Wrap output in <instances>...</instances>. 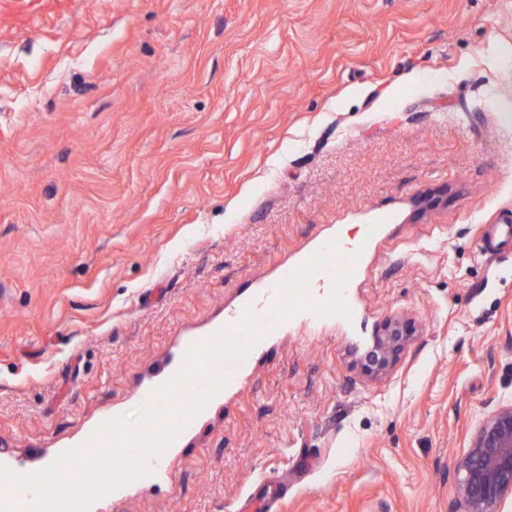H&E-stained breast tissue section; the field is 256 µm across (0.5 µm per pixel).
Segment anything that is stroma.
<instances>
[{"label": "stroma", "mask_w": 512, "mask_h": 512, "mask_svg": "<svg viewBox=\"0 0 512 512\" xmlns=\"http://www.w3.org/2000/svg\"><path fill=\"white\" fill-rule=\"evenodd\" d=\"M0 27V461L32 474L328 243L349 317L270 328L91 512H463L512 403V0H56ZM416 331L371 377L385 320Z\"/></svg>", "instance_id": "35a3bbf8"}]
</instances>
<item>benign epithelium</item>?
Wrapping results in <instances>:
<instances>
[{
	"mask_svg": "<svg viewBox=\"0 0 512 512\" xmlns=\"http://www.w3.org/2000/svg\"><path fill=\"white\" fill-rule=\"evenodd\" d=\"M414 332L410 321L386 320L375 349L362 361L365 373L378 376L387 371ZM456 491L464 512H500L505 497L512 495V404L498 406L482 418L459 469Z\"/></svg>",
	"mask_w": 512,
	"mask_h": 512,
	"instance_id": "1",
	"label": "benign epithelium"
}]
</instances>
